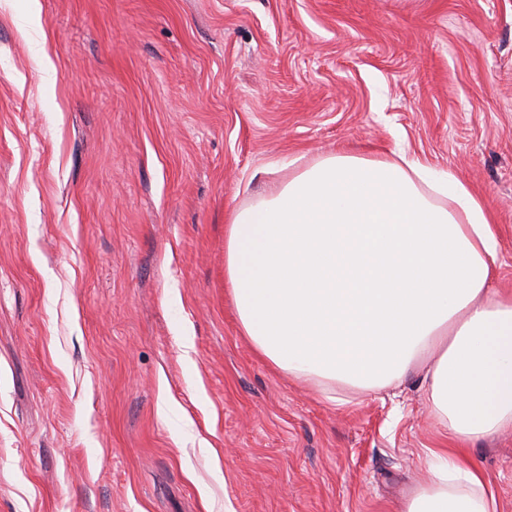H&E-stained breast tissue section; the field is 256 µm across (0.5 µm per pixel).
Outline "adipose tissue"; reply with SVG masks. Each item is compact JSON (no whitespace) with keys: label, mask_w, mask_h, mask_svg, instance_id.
Returning <instances> with one entry per match:
<instances>
[{"label":"adipose tissue","mask_w":512,"mask_h":512,"mask_svg":"<svg viewBox=\"0 0 512 512\" xmlns=\"http://www.w3.org/2000/svg\"><path fill=\"white\" fill-rule=\"evenodd\" d=\"M483 198L406 154H336L224 228L240 333L294 379L377 393L422 371L448 447L425 451L398 512H497L469 457L512 430V293Z\"/></svg>","instance_id":"obj_1"}]
</instances>
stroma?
<instances>
[{"label":"stroma","mask_w":512,"mask_h":512,"mask_svg":"<svg viewBox=\"0 0 512 512\" xmlns=\"http://www.w3.org/2000/svg\"><path fill=\"white\" fill-rule=\"evenodd\" d=\"M0 0V512H396L421 374L338 404L241 336L224 226L292 160L483 197L512 292V0ZM512 512V433L473 443Z\"/></svg>","instance_id":"stroma-1"}]
</instances>
